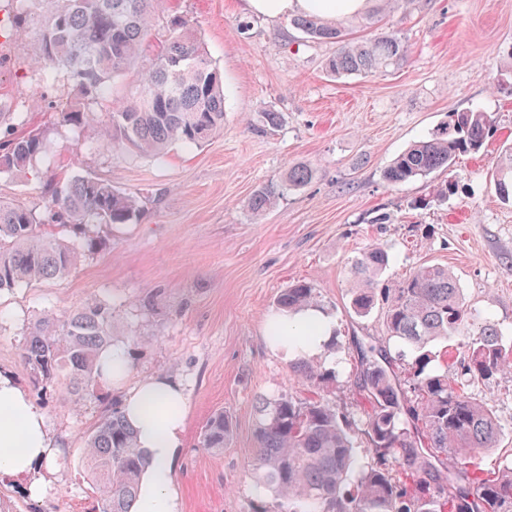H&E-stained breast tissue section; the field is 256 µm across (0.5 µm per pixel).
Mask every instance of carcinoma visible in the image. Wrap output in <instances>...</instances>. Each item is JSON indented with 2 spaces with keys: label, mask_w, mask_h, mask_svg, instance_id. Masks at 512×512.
<instances>
[{
  "label": "carcinoma",
  "mask_w": 512,
  "mask_h": 512,
  "mask_svg": "<svg viewBox=\"0 0 512 512\" xmlns=\"http://www.w3.org/2000/svg\"><path fill=\"white\" fill-rule=\"evenodd\" d=\"M29 0H7L0 33L20 27ZM48 15L40 54L32 66L49 86L73 83L74 101L60 113L77 133V142L95 138V109L108 110L107 133L114 145L161 159L175 143L200 145L224 125V81L207 56L196 30L182 16L168 20L160 52L142 75L139 89L119 104L109 103L110 87L148 47L157 0H40ZM293 24L311 38L336 43L325 69L337 77L373 76L408 56V45L394 34L354 42L343 31L315 17L297 16ZM29 109L0 112V175L24 173L47 153L42 135L18 133ZM493 132L485 112H456L448 123L399 154L383 172L401 184L452 167L460 156L477 153ZM315 170L295 165L281 180H271L251 196L248 207L259 215L289 190L310 182ZM494 191L512 203V151L492 172ZM46 214L0 200V292L22 284L61 278L73 268L78 251L49 226L68 227L83 237V254L93 255L103 242L88 226L131 224L142 206L137 196L112 181L77 175L50 179ZM455 193L441 183L413 203L425 209ZM389 264L388 250L366 248L352 266L350 306L360 317L385 305L387 335L397 358L415 353L407 380L391 371L387 351L373 345L361 351L354 378L360 413H343L320 398L262 397L258 401L257 484L276 500L275 512H512V463L497 476L465 485L461 459L474 448H494L500 426L487 403L471 388L512 372V345L495 326L476 321L465 304L457 279L448 269L422 266L396 288L379 287ZM318 305L310 282L292 283L279 295L275 311L296 312ZM112 305L91 299L60 318L45 316L25 334L21 359L29 385L42 391L64 384L74 404L97 391L99 353L114 343ZM462 337L455 349L438 356L429 346ZM442 358L443 366L429 365ZM294 372L313 393L338 383L340 371L319 360L299 358ZM411 393L404 400V392ZM231 423L213 414L202 444L220 449ZM365 435V458L357 456L354 435ZM82 455L93 479L90 512H132L142 471L149 461L137 447L133 430L113 405L88 433Z\"/></svg>",
  "instance_id": "obj_1"
}]
</instances>
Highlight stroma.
I'll use <instances>...</instances> for the list:
<instances>
[{
  "instance_id": "35a3bbf8",
  "label": "stroma",
  "mask_w": 512,
  "mask_h": 512,
  "mask_svg": "<svg viewBox=\"0 0 512 512\" xmlns=\"http://www.w3.org/2000/svg\"><path fill=\"white\" fill-rule=\"evenodd\" d=\"M173 15L191 21L224 77V127L201 145H173L160 160L102 141L75 145L58 119L72 86L44 87L31 66L46 23L37 0L10 36L0 58V103L30 107L28 127L46 137L50 161L38 179L0 176V199L42 214L49 205L44 180L92 174L138 194L144 214L100 228L105 246L64 277L0 293V370L22 374L24 335L40 318L92 298L108 302L116 340L140 339L130 382L162 373L186 388L176 466L183 512H265L272 497L257 493L253 477L256 402L311 395L264 336L292 281L310 280L336 319L343 347L327 360L341 376L322 398L343 411L356 408L359 346L389 344L381 309L359 317L349 305L350 270L369 245L389 251L381 287H397L422 265L448 267L478 319L512 340V204L491 184L496 162L512 147V0H410L394 12L373 6L337 20L348 37L393 33L409 47L400 64L347 78L325 69L335 44L314 41L290 19L249 14L242 0H160L150 54L158 53ZM470 111L495 122L479 153L423 179L384 181L397 155L450 113ZM268 112L280 113L279 126L266 123ZM303 163L315 169L313 180L264 214L251 212L260 185ZM445 180L456 183L454 196L412 209ZM472 393L501 427L498 447L471 455L469 477L484 478L512 461V374ZM119 397L107 385L77 406L58 389L35 396L65 454L42 498L13 481L0 484V502L13 512H87L92 483L81 465L83 439ZM219 410L231 435L223 449H208L201 433Z\"/></svg>"
}]
</instances>
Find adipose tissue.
Wrapping results in <instances>:
<instances>
[{
  "mask_svg": "<svg viewBox=\"0 0 512 512\" xmlns=\"http://www.w3.org/2000/svg\"><path fill=\"white\" fill-rule=\"evenodd\" d=\"M368 7V0H244L251 14L267 18L316 14L331 23ZM276 330L280 340L274 348L284 359H318L336 332V320L324 309L312 307L278 314ZM120 406L151 461L140 479L135 512H182L175 480L187 416L182 384L167 375L148 377L123 390ZM62 453L27 388L14 374L0 372V479L22 480L30 496H42L48 486L45 474Z\"/></svg>",
  "mask_w": 512,
  "mask_h": 512,
  "instance_id": "obj_1",
  "label": "adipose tissue"
}]
</instances>
